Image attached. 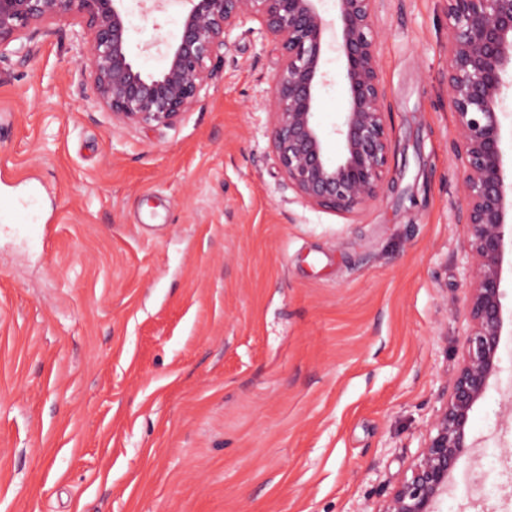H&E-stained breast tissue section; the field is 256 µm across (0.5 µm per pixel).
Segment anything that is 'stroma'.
<instances>
[{
    "label": "stroma",
    "instance_id": "obj_1",
    "mask_svg": "<svg viewBox=\"0 0 512 512\" xmlns=\"http://www.w3.org/2000/svg\"><path fill=\"white\" fill-rule=\"evenodd\" d=\"M163 71L184 9L126 4ZM0 60V512H378L461 361L470 227L448 110V0H381L388 182L352 216L289 188L270 144L279 55L259 20L170 126L120 123L81 28ZM326 149L346 106L327 52ZM512 335L439 512H512Z\"/></svg>",
    "mask_w": 512,
    "mask_h": 512
}]
</instances>
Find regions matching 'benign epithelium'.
I'll list each match as a JSON object with an SVG mask.
<instances>
[{"mask_svg": "<svg viewBox=\"0 0 512 512\" xmlns=\"http://www.w3.org/2000/svg\"><path fill=\"white\" fill-rule=\"evenodd\" d=\"M185 7L182 33L166 46L167 66L146 75L130 52L124 0H0V59L27 62L47 24L79 21L81 70L96 102L116 121L174 124L198 101L224 58L225 37L240 19L257 17L276 42L271 145L288 186L307 205L354 215L378 199L390 168L391 135L382 112L377 43L378 0H336V21L320 0H174ZM448 104L454 112V156L462 175L465 247L462 360L448 383L423 450L410 474L378 512H436L448 481L474 448L472 414L500 367L505 272L512 273V129L504 123L512 93V0H448ZM344 60L347 106L333 133L334 160L317 119L323 57Z\"/></svg>", "mask_w": 512, "mask_h": 512, "instance_id": "7a95c632", "label": "benign epithelium"}]
</instances>
